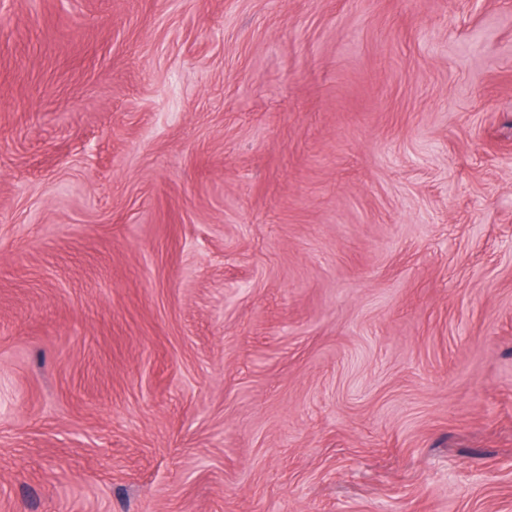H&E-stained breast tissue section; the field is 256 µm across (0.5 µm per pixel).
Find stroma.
<instances>
[{"label": "stroma", "mask_w": 512, "mask_h": 512, "mask_svg": "<svg viewBox=\"0 0 512 512\" xmlns=\"http://www.w3.org/2000/svg\"><path fill=\"white\" fill-rule=\"evenodd\" d=\"M0 512H512V0H0Z\"/></svg>", "instance_id": "obj_1"}]
</instances>
